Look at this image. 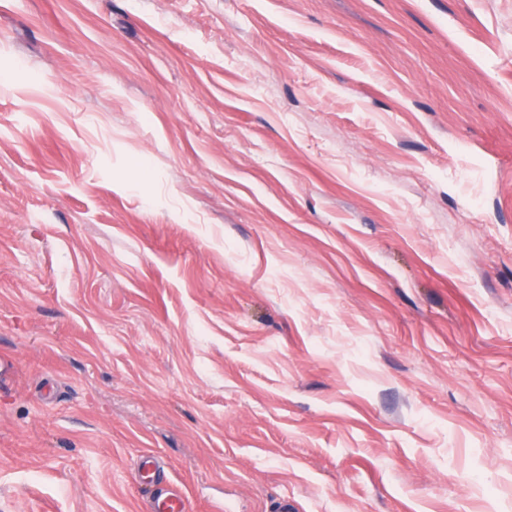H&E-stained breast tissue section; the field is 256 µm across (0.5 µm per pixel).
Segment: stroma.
Wrapping results in <instances>:
<instances>
[{"label": "stroma", "instance_id": "1", "mask_svg": "<svg viewBox=\"0 0 512 512\" xmlns=\"http://www.w3.org/2000/svg\"><path fill=\"white\" fill-rule=\"evenodd\" d=\"M0 512H512V0H0Z\"/></svg>", "mask_w": 512, "mask_h": 512}]
</instances>
